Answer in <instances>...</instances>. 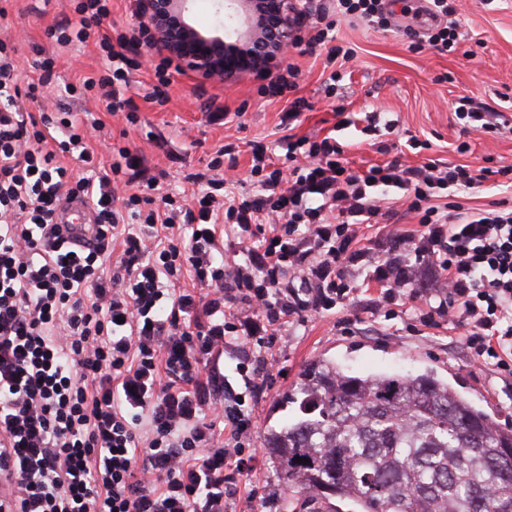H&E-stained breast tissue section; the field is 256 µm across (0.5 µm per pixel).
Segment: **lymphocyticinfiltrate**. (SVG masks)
I'll return each instance as SVG.
<instances>
[{
	"mask_svg": "<svg viewBox=\"0 0 512 512\" xmlns=\"http://www.w3.org/2000/svg\"><path fill=\"white\" fill-rule=\"evenodd\" d=\"M457 11L452 0H427L432 22L407 29L409 50L455 51ZM111 14L112 0H79L51 36L62 46L94 43L101 59L65 93L105 101L131 122L130 74L151 37L143 28L102 32ZM337 17L383 31L394 24L390 0H332L295 16V47L352 58L353 49L329 43ZM17 52L0 37V512H226L257 461L245 404L273 377L263 338L345 304L359 280L380 286L379 307L427 303L422 325L436 316L454 323L474 364L512 378V200L471 208L457 200L478 192L488 168L394 159L359 174L336 138L289 134L274 169L266 147L254 145L252 198L226 193L234 178L221 169L223 147L209 163L213 176L192 177L206 189L157 199L130 148L113 149L101 167L91 126L25 111L54 60L43 58L38 81L23 90ZM235 67L257 73L258 95L283 103V122L309 110L297 65L275 70L241 55ZM454 114L466 133L512 124L465 98ZM67 155L81 171L64 165ZM393 189L401 208L386 203ZM76 199L92 210L86 249L56 221ZM380 216L385 232L376 248L363 247V228ZM262 226V245L242 247ZM187 272L199 291L180 287ZM230 344L245 396L224 386Z\"/></svg>",
	"mask_w": 512,
	"mask_h": 512,
	"instance_id": "1",
	"label": "lymphocytic infiltrate"
}]
</instances>
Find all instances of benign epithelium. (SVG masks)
<instances>
[{
    "label": "benign epithelium",
    "mask_w": 512,
    "mask_h": 512,
    "mask_svg": "<svg viewBox=\"0 0 512 512\" xmlns=\"http://www.w3.org/2000/svg\"><path fill=\"white\" fill-rule=\"evenodd\" d=\"M189 2L144 0L140 23L149 30L154 46L203 79L232 77V71L224 67L223 40H208L184 21ZM244 3L249 8L241 13L239 5ZM300 10V0H224V35L243 39L239 49L256 60L274 63L293 43V17Z\"/></svg>",
    "instance_id": "benign-epithelium-1"
}]
</instances>
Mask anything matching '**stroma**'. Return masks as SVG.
I'll return each mask as SVG.
<instances>
[{"label":"stroma","mask_w":512,"mask_h":512,"mask_svg":"<svg viewBox=\"0 0 512 512\" xmlns=\"http://www.w3.org/2000/svg\"><path fill=\"white\" fill-rule=\"evenodd\" d=\"M404 7V0H395V24L388 31H376L357 21H338L336 42L354 48L355 56L340 69L342 79L336 95L325 91L331 72L325 50L291 52L290 62L301 71L298 93L312 105L296 121V133H334L344 144L351 167L358 171L388 156L407 164L436 160L495 170L512 167V133L462 136L452 114L453 104L467 97L512 117V0H463L459 11L463 38L456 51L445 56L426 48L418 53L409 51L405 28L413 18L404 14ZM7 10L0 29L17 44L20 86L37 78L38 50H46L56 60L52 81L42 97L30 104V111L54 112L62 106L77 120H101V160H108L113 144L137 151L157 180L158 194L187 189V175L206 171L215 151L230 143L236 149L234 192L246 195L253 190L249 177L251 144L262 143L273 154H280L283 105L260 98L253 75L237 74L222 82H209L184 69L173 77L169 101L158 105L144 98L152 72L137 70L129 92L137 121L131 124L124 113L108 112L98 103L86 112L65 97L63 87L74 79L76 67L93 69L98 64L94 45L78 49L52 42L49 32L63 18L66 0H10ZM340 107L354 113H394L398 126L384 138L388 153H380L373 137L355 128L336 129L335 113ZM413 135L429 141V149L417 154L405 151L404 145ZM379 293L377 284L356 285L350 305L285 327L268 343L266 352L276 360L280 373L252 406L257 464L241 476L238 492L228 502L229 512H279L284 488L269 459L266 438L291 415L285 396L304 366L317 359L334 362L352 375L433 373L498 423L512 425V383L473 364L462 329L443 321L422 333L412 332V325L419 322V310L410 308L400 317L385 318L376 309ZM354 313L358 322L349 331H341L339 320Z\"/></svg>","instance_id":"35a3bbf8"}]
</instances>
